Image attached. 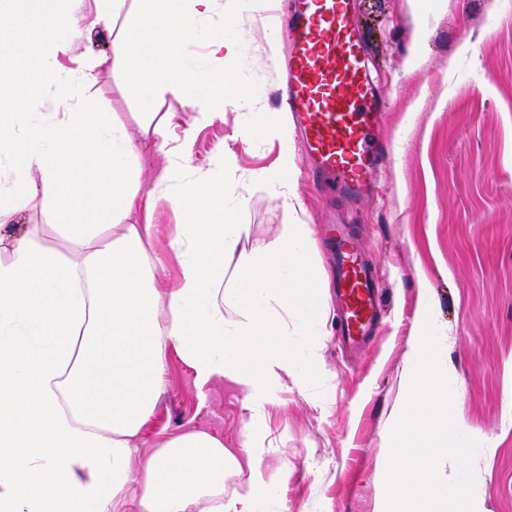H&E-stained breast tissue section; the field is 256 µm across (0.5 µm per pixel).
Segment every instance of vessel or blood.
<instances>
[{
    "label": "vessel or blood",
    "mask_w": 512,
    "mask_h": 512,
    "mask_svg": "<svg viewBox=\"0 0 512 512\" xmlns=\"http://www.w3.org/2000/svg\"><path fill=\"white\" fill-rule=\"evenodd\" d=\"M281 39L286 47V91L292 118L315 163L318 187L351 199L374 191L370 174L378 150L369 139L379 105L365 70L364 50L350 0H294ZM331 286L340 333L356 345L370 336L380 300L372 269L357 242L335 227Z\"/></svg>",
    "instance_id": "1"
}]
</instances>
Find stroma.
Here are the masks:
<instances>
[{
    "label": "stroma",
    "mask_w": 512,
    "mask_h": 512,
    "mask_svg": "<svg viewBox=\"0 0 512 512\" xmlns=\"http://www.w3.org/2000/svg\"><path fill=\"white\" fill-rule=\"evenodd\" d=\"M236 23L227 37L245 52L230 69L251 108L226 107L224 118L192 130L194 166H207L221 146L235 151L244 199L241 219L251 239L269 240L285 222L275 190L253 188L251 171L280 162L278 140L259 136L251 148L241 126L280 112L279 61L253 0H223ZM374 92L384 118L374 137L388 154L372 179L378 190L355 203L318 196L300 134L293 159L301 177L300 223L316 244L318 286L328 287L332 255L324 225H354L378 270L380 332L364 349H341L333 309L321 315L320 358L308 388L295 378L273 398L259 423L258 450L289 512H378L380 468L394 420L408 393L407 353L433 320L447 345L448 380L458 395L455 420L482 445L474 497L481 512H512V10L503 0H352ZM112 35L88 26L75 55L110 63L90 90L136 142L143 188H152L164 161L144 134L141 105L123 91L122 62L112 61ZM164 385L136 437L133 468L164 440L204 431L233 451L251 412L243 391L225 379L198 387L193 370L168 350Z\"/></svg>",
    "instance_id": "35a3bbf8"
}]
</instances>
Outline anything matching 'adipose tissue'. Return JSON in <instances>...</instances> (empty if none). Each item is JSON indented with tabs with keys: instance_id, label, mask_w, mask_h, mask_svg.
Here are the masks:
<instances>
[{
	"instance_id": "ef3b65f1",
	"label": "adipose tissue",
	"mask_w": 512,
	"mask_h": 512,
	"mask_svg": "<svg viewBox=\"0 0 512 512\" xmlns=\"http://www.w3.org/2000/svg\"><path fill=\"white\" fill-rule=\"evenodd\" d=\"M219 0H0V512H121L129 482L137 512H288L260 460L247 484L223 441L189 431L163 441L132 471V440L150 416L168 349L198 385L216 378L246 395L259 419L287 376L318 358L312 322L325 310L311 285L315 250L305 224L250 241L235 193V152L217 148L192 166L171 130L172 113L145 115L164 167L142 190L138 148L89 90L106 65L86 56L68 68L91 12L111 28L125 60L124 90L143 105L169 93L206 126L245 101L224 69L242 46L209 21ZM210 65L194 61L200 40ZM291 160L250 173L298 199ZM167 200L183 216L170 242L178 274L158 285L151 212ZM48 215L64 250L38 233L7 228L33 210Z\"/></svg>"
}]
</instances>
